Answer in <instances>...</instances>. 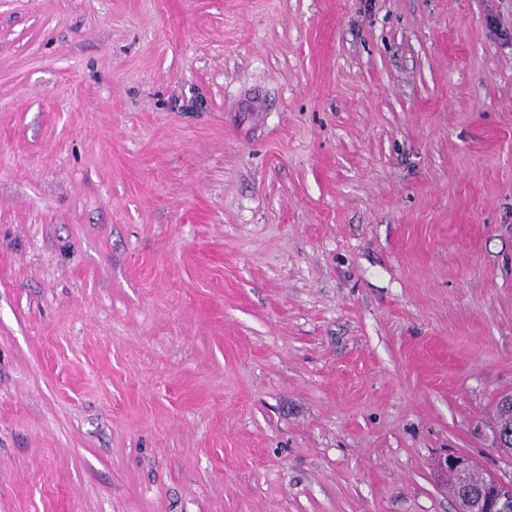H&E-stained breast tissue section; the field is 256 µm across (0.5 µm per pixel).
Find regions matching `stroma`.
I'll return each mask as SVG.
<instances>
[{
  "instance_id": "stroma-1",
  "label": "stroma",
  "mask_w": 512,
  "mask_h": 512,
  "mask_svg": "<svg viewBox=\"0 0 512 512\" xmlns=\"http://www.w3.org/2000/svg\"><path fill=\"white\" fill-rule=\"evenodd\" d=\"M510 391L512 0H0V512H458Z\"/></svg>"
}]
</instances>
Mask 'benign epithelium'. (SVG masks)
<instances>
[{"label":"benign epithelium","instance_id":"7a95c632","mask_svg":"<svg viewBox=\"0 0 512 512\" xmlns=\"http://www.w3.org/2000/svg\"><path fill=\"white\" fill-rule=\"evenodd\" d=\"M476 463L465 455L450 453L437 462L440 477L448 484L466 490L460 512H512V481L506 483L494 475H487L484 483L471 488L468 476Z\"/></svg>","mask_w":512,"mask_h":512}]
</instances>
